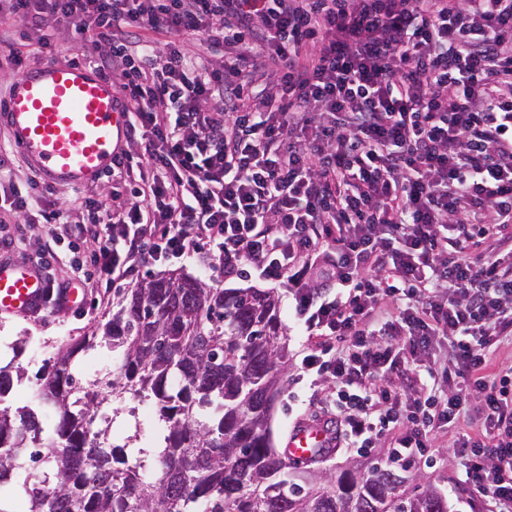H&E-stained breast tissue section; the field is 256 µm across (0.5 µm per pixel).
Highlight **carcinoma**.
Masks as SVG:
<instances>
[{
  "instance_id": "obj_1",
  "label": "carcinoma",
  "mask_w": 512,
  "mask_h": 512,
  "mask_svg": "<svg viewBox=\"0 0 512 512\" xmlns=\"http://www.w3.org/2000/svg\"><path fill=\"white\" fill-rule=\"evenodd\" d=\"M98 347L110 358L89 390L73 362ZM288 357L271 289L170 274L115 290L112 319L59 350L28 404L8 405L25 370L0 365V512L30 464L27 512H448L430 485L403 490L405 468L296 482L270 430ZM135 399L153 401L166 428L150 464L112 443L107 407Z\"/></svg>"
}]
</instances>
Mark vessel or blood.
I'll return each mask as SVG.
<instances>
[{"mask_svg": "<svg viewBox=\"0 0 512 512\" xmlns=\"http://www.w3.org/2000/svg\"><path fill=\"white\" fill-rule=\"evenodd\" d=\"M130 122L122 89L80 63L27 69L0 107V125L11 146L47 185L82 186L109 173ZM51 294L35 264L0 259V312H39ZM330 445L323 425L302 423L289 433L285 452L302 464Z\"/></svg>", "mask_w": 512, "mask_h": 512, "instance_id": "1", "label": "vessel or blood"}]
</instances>
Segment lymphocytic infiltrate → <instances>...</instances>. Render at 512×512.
<instances>
[{"instance_id": "obj_1", "label": "lymphocytic infiltrate", "mask_w": 512, "mask_h": 512, "mask_svg": "<svg viewBox=\"0 0 512 512\" xmlns=\"http://www.w3.org/2000/svg\"><path fill=\"white\" fill-rule=\"evenodd\" d=\"M29 29L12 69L66 33L144 145L131 199H80L93 272L51 287L172 259L253 270L288 290L335 447L390 438L384 464L457 463L512 512V366L489 368L512 335V0H0V31ZM2 213L71 222L0 154ZM443 340L447 365L420 364Z\"/></svg>"}]
</instances>
